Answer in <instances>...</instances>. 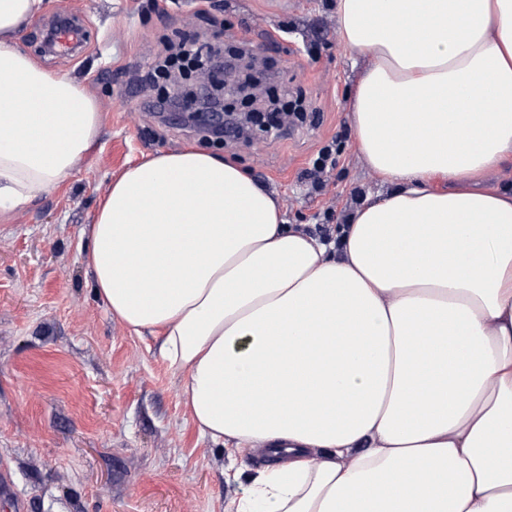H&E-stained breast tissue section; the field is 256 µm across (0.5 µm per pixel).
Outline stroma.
Returning <instances> with one entry per match:
<instances>
[{
    "label": "stroma",
    "instance_id": "stroma-1",
    "mask_svg": "<svg viewBox=\"0 0 512 512\" xmlns=\"http://www.w3.org/2000/svg\"><path fill=\"white\" fill-rule=\"evenodd\" d=\"M140 0H43L18 48L42 67L81 82L103 114L102 129L56 188L0 219V476L10 495L0 512H225L272 457L202 438L183 398L185 371L170 367L153 336L130 333L97 297L83 262L84 234L111 181L161 151L196 148L232 160L277 198L288 224L333 235L342 211L382 192L354 146L348 114L369 59L336 33L333 0H166L168 21ZM60 14L83 21L84 41L68 57L44 53L39 29ZM277 46L265 36L280 25ZM224 50L248 43L268 94H304L316 126L283 138L250 131L227 148L147 111L153 87L131 83L162 41L201 32ZM337 139L336 168L322 195L300 178L310 157Z\"/></svg>",
    "mask_w": 512,
    "mask_h": 512
}]
</instances>
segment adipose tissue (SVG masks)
<instances>
[{"mask_svg": "<svg viewBox=\"0 0 512 512\" xmlns=\"http://www.w3.org/2000/svg\"><path fill=\"white\" fill-rule=\"evenodd\" d=\"M0 0V216L101 131ZM371 63L349 118L389 184L335 240L283 224L236 164L155 154L107 190L83 261L112 316L186 371L203 437L275 459L231 512H512V0H337Z\"/></svg>", "mask_w": 512, "mask_h": 512, "instance_id": "ef3b65f1", "label": "adipose tissue"}]
</instances>
